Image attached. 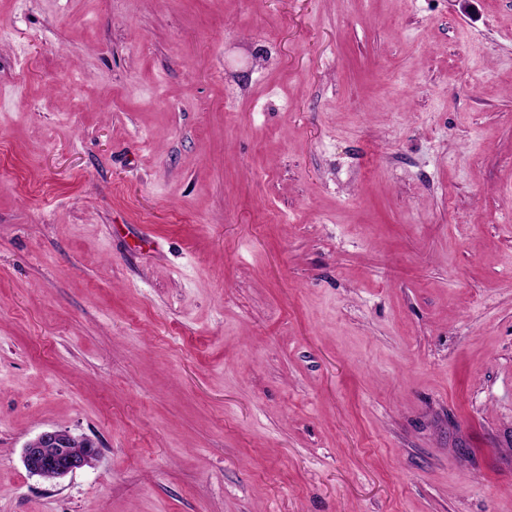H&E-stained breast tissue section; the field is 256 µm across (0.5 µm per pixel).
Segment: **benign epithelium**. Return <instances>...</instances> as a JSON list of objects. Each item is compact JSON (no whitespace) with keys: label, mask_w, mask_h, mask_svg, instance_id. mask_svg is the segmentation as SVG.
Masks as SVG:
<instances>
[{"label":"benign epithelium","mask_w":512,"mask_h":512,"mask_svg":"<svg viewBox=\"0 0 512 512\" xmlns=\"http://www.w3.org/2000/svg\"><path fill=\"white\" fill-rule=\"evenodd\" d=\"M72 434L64 429L41 432L23 448L22 460L32 476L62 479L90 466L97 456L94 442L84 441L80 451L71 449Z\"/></svg>","instance_id":"1"}]
</instances>
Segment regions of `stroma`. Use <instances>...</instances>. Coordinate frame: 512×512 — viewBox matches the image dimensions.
<instances>
[{"label":"stroma","mask_w":512,"mask_h":512,"mask_svg":"<svg viewBox=\"0 0 512 512\" xmlns=\"http://www.w3.org/2000/svg\"><path fill=\"white\" fill-rule=\"evenodd\" d=\"M0 512H512V0H0ZM73 436L68 430L49 429L41 432L23 448L22 460L27 472L33 476L62 479L90 466L97 456V446L84 441L81 451L71 449ZM55 448L56 452L48 450Z\"/></svg>","instance_id":"stroma-1"}]
</instances>
